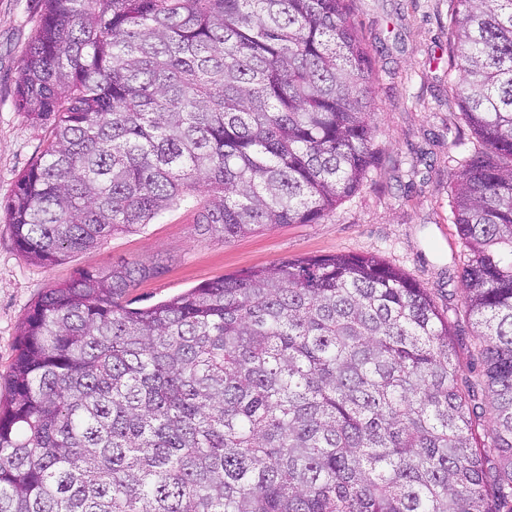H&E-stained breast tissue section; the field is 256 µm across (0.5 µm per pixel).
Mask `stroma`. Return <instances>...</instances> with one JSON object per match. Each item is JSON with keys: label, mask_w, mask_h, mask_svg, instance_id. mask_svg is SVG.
Listing matches in <instances>:
<instances>
[{"label": "stroma", "mask_w": 512, "mask_h": 512, "mask_svg": "<svg viewBox=\"0 0 512 512\" xmlns=\"http://www.w3.org/2000/svg\"><path fill=\"white\" fill-rule=\"evenodd\" d=\"M453 0H351V18L372 62L376 166L359 190L319 224H281L225 242L202 238L197 214L183 208L133 233L71 254L58 264L27 263L0 223V388L31 305L83 270L119 261H158L162 275L136 283L125 299L153 305L210 280L301 257L374 255L427 288L453 330H468L461 270L467 259L451 211V174L482 151L463 122L450 70ZM42 0H0V206L46 145L15 101L23 50Z\"/></svg>", "instance_id": "1"}]
</instances>
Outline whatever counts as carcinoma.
I'll return each instance as SVG.
<instances>
[{"instance_id":"cac0c4a2","label":"carcinoma","mask_w":512,"mask_h":512,"mask_svg":"<svg viewBox=\"0 0 512 512\" xmlns=\"http://www.w3.org/2000/svg\"><path fill=\"white\" fill-rule=\"evenodd\" d=\"M451 24L486 147L452 174L471 335L374 255L142 308L162 264L81 271L21 327L0 512H512V0ZM370 72L348 0H44L16 94L51 131L14 245L49 266L181 206L226 242L319 224L375 165Z\"/></svg>"}]
</instances>
